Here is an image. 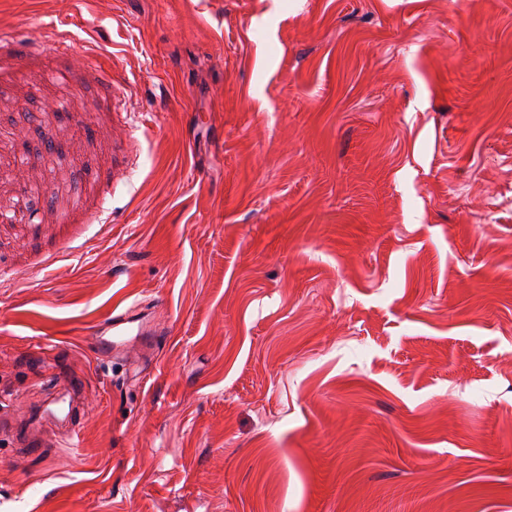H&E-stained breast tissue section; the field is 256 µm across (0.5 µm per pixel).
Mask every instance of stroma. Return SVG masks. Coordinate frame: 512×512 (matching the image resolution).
Wrapping results in <instances>:
<instances>
[{
  "label": "stroma",
  "instance_id": "35a3bbf8",
  "mask_svg": "<svg viewBox=\"0 0 512 512\" xmlns=\"http://www.w3.org/2000/svg\"><path fill=\"white\" fill-rule=\"evenodd\" d=\"M0 512H512V0H0ZM111 69L104 90L93 73ZM148 314L140 372L85 345Z\"/></svg>",
  "mask_w": 512,
  "mask_h": 512
}]
</instances>
